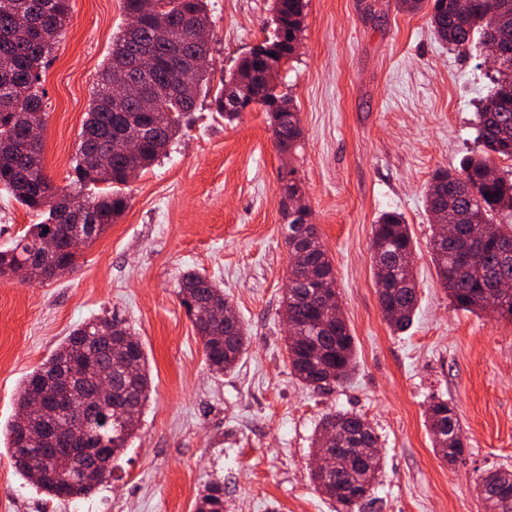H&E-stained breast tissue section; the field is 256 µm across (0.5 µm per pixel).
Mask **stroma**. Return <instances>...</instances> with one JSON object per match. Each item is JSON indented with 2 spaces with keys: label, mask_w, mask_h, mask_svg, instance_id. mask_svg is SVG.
Here are the masks:
<instances>
[{
  "label": "stroma",
  "mask_w": 512,
  "mask_h": 512,
  "mask_svg": "<svg viewBox=\"0 0 512 512\" xmlns=\"http://www.w3.org/2000/svg\"><path fill=\"white\" fill-rule=\"evenodd\" d=\"M72 19L42 70L44 171L60 188L112 39L122 0H71ZM271 0H208L212 83L272 29ZM429 8L398 0H308L297 54L277 77L300 118V148L282 154L260 108L227 121L201 93L167 157L123 185L121 217L83 248L70 275L0 279V512H194L224 485L226 512H342L310 478L316 424L329 409L374 426L385 474L367 512H484L475 472L512 468V320L456 308L432 261L426 188L476 147L475 112L491 71L482 50L441 41ZM295 172L332 261L354 339L356 371L313 391L292 375L282 318L288 250L281 188ZM400 213L415 243L418 309L393 332L370 258L382 213ZM0 190V249L38 223ZM221 284L249 331L234 371L206 364L181 305L186 271ZM118 313L148 357L152 394L112 481L86 499L52 500L15 471L4 430L22 380L83 322ZM456 408L468 448L448 464L425 411Z\"/></svg>",
  "instance_id": "35a3bbf8"
}]
</instances>
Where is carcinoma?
<instances>
[{
	"label": "carcinoma",
	"instance_id": "carcinoma-1",
	"mask_svg": "<svg viewBox=\"0 0 512 512\" xmlns=\"http://www.w3.org/2000/svg\"><path fill=\"white\" fill-rule=\"evenodd\" d=\"M459 0H413L416 11L430 5V23L437 36L450 45L466 47L474 35L485 44L501 32L512 41V0H468L464 15H459ZM306 0L274 3L273 31L264 45L276 47L283 41H298ZM127 19L139 24L138 38L128 37L122 28L112 40V52L97 78L94 99L80 132V145L74 160V189H56L44 173L42 143L29 144L28 130L45 124L44 91L41 68L54 50L71 19L70 0H0V58L11 63L0 69V189L13 199L43 216L31 225L27 234L11 248L0 250V268L27 263L40 255L43 242L52 238L57 251L41 261L42 279L56 278V269L78 265V254L66 250V242L74 231L73 224L93 225L90 240H95L123 214L127 199L120 190L89 194L85 189L100 183H126L125 168H149L167 154L172 141L182 129L184 118L193 111L203 83L208 79L209 49L194 42L187 22L209 26L207 0H123ZM180 42L184 55L176 66L169 65V43ZM148 56L158 85L166 90L162 100L165 110L174 118L160 125L142 139L133 159L122 155L115 144L137 131L140 113L130 99H115L110 94L115 76L127 60ZM236 74L221 78L212 104L224 118L233 121L240 112L231 105L235 95ZM494 88L476 112L477 149L465 158L460 168L439 169L429 181L426 203L433 218L456 225L458 234L448 247L438 244L440 228H435L430 241L438 276L448 290L452 303L467 311H488L487 295L501 280L512 281V225H502L501 238L480 236L482 224L494 222L498 211L512 212V179L498 177L487 180L494 158L512 161V56L502 67L494 69ZM270 109L271 128L278 148L291 152L301 138L299 113L291 101L276 92L275 82L265 87ZM288 172L282 204L288 213V279L306 273L313 282L334 279L332 262L321 241L317 225L311 222L308 207L301 204L302 187ZM413 240L409 225L397 212H386L374 225L371 260L378 270H386V285L376 289L382 314L395 332L408 329L416 313L418 297L412 269L403 265L411 256ZM181 305L200 336L206 362L216 373L234 370L249 341L245 325L206 321L208 310L224 307V289L209 278L187 271L178 280ZM288 318L300 330L288 338L289 364L298 380L317 390L330 384L347 382L355 371L354 341L344 319H336L327 327L321 325L324 311L318 309L311 289L298 288L283 303ZM125 324L117 317L97 318L76 328L53 351L39 368L20 384L13 419L6 426L11 461L15 471L52 499L87 498L112 478V463L129 447L136 434L152 393L148 358L142 343L130 348L123 344L103 342L102 333L113 324ZM138 360L135 387L128 386L119 363L129 354ZM80 366L78 384L67 395L69 408L51 405L40 418L29 419L28 403L37 392H53L51 381L64 369ZM134 409L136 422L111 419L113 408ZM30 420L35 429L52 436L42 451L46 474L34 477L28 463L33 452L21 443V421ZM426 422L429 430L448 425L444 442H433L434 451L446 462L461 460L466 441L461 439V424L456 410L448 401L434 399L428 406ZM335 426L359 437L349 439L350 448H369L378 441L374 428L360 414L330 410L320 418L314 449L320 448L324 429ZM103 439L110 444L104 464L76 469V462L93 454L94 449L79 446L78 440ZM385 470L381 458L364 462L344 450L336 451L328 473H312L321 493L340 503L347 487L377 484ZM512 470L486 469L476 474L475 484L486 512H512V501L488 502L490 482L507 481ZM195 512H224V486L213 482L197 497Z\"/></svg>",
	"mask_w": 512,
	"mask_h": 512
}]
</instances>
